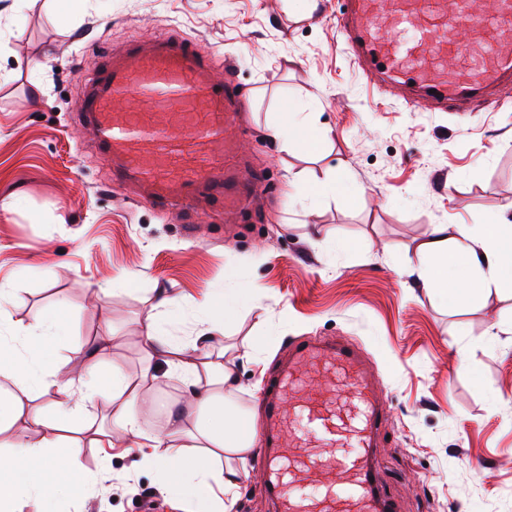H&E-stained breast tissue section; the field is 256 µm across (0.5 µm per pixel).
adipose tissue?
<instances>
[{
	"instance_id": "1",
	"label": "adipose tissue",
	"mask_w": 512,
	"mask_h": 512,
	"mask_svg": "<svg viewBox=\"0 0 512 512\" xmlns=\"http://www.w3.org/2000/svg\"><path fill=\"white\" fill-rule=\"evenodd\" d=\"M405 263L427 292L459 302L493 291L512 295V223L435 225ZM214 298L209 291L199 301L201 328L189 343L163 334L155 315L140 321L146 367L136 379L118 365L101 372L100 361L112 349L110 330L95 337L90 355L66 369L39 347L65 339L55 314L9 322L14 345L0 347V512L22 506L45 512L88 445L106 461L115 448L138 449L169 498L193 497L195 512H230L253 435L236 404L241 385L235 361L213 343L224 320L237 314L239 298L225 294L218 309ZM99 372L106 377L102 387L92 379ZM165 380L184 385L187 407L170 412L167 427L152 432L142 424L149 407L140 390ZM96 404L111 408L109 425L82 420V410ZM18 426L25 436L15 435Z\"/></svg>"
}]
</instances>
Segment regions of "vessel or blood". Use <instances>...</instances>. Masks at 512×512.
<instances>
[{
    "label": "vessel or blood",
    "instance_id": "1",
    "mask_svg": "<svg viewBox=\"0 0 512 512\" xmlns=\"http://www.w3.org/2000/svg\"><path fill=\"white\" fill-rule=\"evenodd\" d=\"M342 32L371 81L396 79L457 104L512 80V0H497L494 15L472 11L469 0H346ZM469 55L468 75L449 69ZM137 92L143 111L116 119L115 101ZM85 127L91 130L113 182L132 185L137 199L173 207L198 194L222 195L244 205L251 177L225 171V133L245 107L233 77L215 81L212 59L194 42L165 38L135 42L102 58L82 90ZM193 160L189 177L177 159ZM343 370L352 401L343 408L331 393L297 395L308 369ZM292 403L284 412L283 403ZM266 445L257 462L267 475L275 512H393L371 475L374 434L386 418L377 386L349 345L290 343L288 359L270 375L263 401Z\"/></svg>",
    "mask_w": 512,
    "mask_h": 512
}]
</instances>
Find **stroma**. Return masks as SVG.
<instances>
[{
	"mask_svg": "<svg viewBox=\"0 0 512 512\" xmlns=\"http://www.w3.org/2000/svg\"><path fill=\"white\" fill-rule=\"evenodd\" d=\"M300 16L283 0H0V286L8 317L54 312L69 334L60 363L101 328L111 362L144 366L138 323L160 291L179 297L163 332L191 341L206 289L238 288L224 325L239 403L262 447L269 372L292 340L355 347L390 406L373 470L397 512H512V296L455 305L400 273L435 224H486L512 201V82L434 112L395 82H370L340 34V0ZM193 40L247 98L238 166L256 174L248 205L204 197L191 210L139 204L112 183L80 134L85 73L132 41ZM305 113L322 141L281 150L268 127ZM336 196L315 198L326 177ZM258 292H251L252 284ZM105 290L97 300L96 290ZM140 454L84 448L50 512H189ZM232 512H272L248 460ZM98 473L94 492L85 472Z\"/></svg>",
	"mask_w": 512,
	"mask_h": 512,
	"instance_id": "1",
	"label": "stroma"
}]
</instances>
